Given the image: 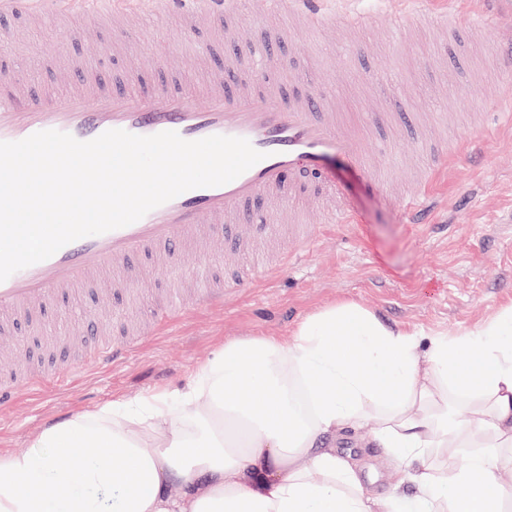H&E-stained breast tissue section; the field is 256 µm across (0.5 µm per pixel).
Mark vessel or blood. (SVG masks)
Instances as JSON below:
<instances>
[{"label":"vessel or blood","mask_w":512,"mask_h":512,"mask_svg":"<svg viewBox=\"0 0 512 512\" xmlns=\"http://www.w3.org/2000/svg\"><path fill=\"white\" fill-rule=\"evenodd\" d=\"M326 0H292L291 9L312 26L330 21L362 27L365 15H334ZM156 14L177 12L196 20L223 14L225 0H144ZM422 0H412L410 17L430 16L436 24L454 27L484 25V13L459 7L449 0L447 8L424 13ZM254 83L225 94L222 80L208 83L205 94L168 83L150 91L133 86L114 94L97 84L91 68L78 66L67 76L65 89L44 98L29 90L28 72L0 69V142H14L43 130H58L80 141H90L111 129L150 136L163 131L177 132L188 141L212 135L241 137L264 152L263 160L235 180L216 187L186 191L151 210L137 222L100 235L73 241L50 258L21 269L0 282V311L25 320L42 304L71 289L93 281L103 272L124 267L134 256L163 251L170 255L188 245L204 243L205 229L233 224L240 236H249L243 220L254 198L268 196L292 202L307 188L317 171L334 165L356 172L380 195L388 190L370 164L363 139L354 131L338 129L335 122L321 119L324 98L310 95L294 106H285L275 92L265 90L273 78L262 50L252 56ZM481 144L474 130L455 134L447 147L436 149L426 163L420 190L411 197L398 198L405 212L416 213L427 201L438 169L463 149ZM133 342L115 343L99 338L92 353L96 363L107 365L126 356ZM39 383L35 372L16 371L0 380V408L10 405L18 393Z\"/></svg>","instance_id":"b4317fda"}]
</instances>
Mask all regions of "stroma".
<instances>
[{"label":"stroma","instance_id":"1","mask_svg":"<svg viewBox=\"0 0 512 512\" xmlns=\"http://www.w3.org/2000/svg\"><path fill=\"white\" fill-rule=\"evenodd\" d=\"M460 2L485 12L481 29L405 21L403 0H335L336 10L367 14L368 27L316 35L292 18L290 0H280L272 13L255 0L252 14L232 6L200 27L177 14H145L137 38L127 42L111 11L104 10L96 18L99 40L91 44L81 36L80 13L35 24L11 12L0 15V28L16 34L0 49V65L34 70V87L45 93L62 89L60 67L72 59L93 60L98 81L115 89L126 88L127 74L136 71L198 90L223 75L229 59L237 64L238 85L250 83L252 50L263 43L277 74L270 90L289 101L330 96L342 129H364V147L383 162V177L411 195L427 158L419 148L423 134L442 139L481 113H512V99L498 93L499 85L512 84V41L506 38L512 7L491 11L485 0ZM490 49L503 59L495 76L487 68ZM485 138L481 151L459 154L434 184L422 226L412 227L397 204L353 173L332 169L328 175L356 223L328 224L319 211L306 213L317 229L313 246L292 255L268 279L238 280L242 265L265 257L246 254L228 224L215 239L216 262L189 250L163 265L142 258L135 262L134 296L113 287L107 276L18 323L14 337L0 339V346L10 347L19 337L35 352L51 338L63 363L75 352L85 360L71 383H44L0 409V456L30 449L44 427L114 399L181 389L225 342L288 335L312 312L343 301L373 310L390 328L452 335L512 305V126L491 125ZM233 279L239 285L223 307L190 312L174 331L143 321L145 310L166 301L170 289ZM75 312L92 315L116 341L129 324L143 323L145 335L127 357L102 367L86 359L90 346L71 318ZM339 449L364 462L367 495L391 491L397 483L399 475L386 466L382 449L351 439Z\"/></svg>","mask_w":512,"mask_h":512}]
</instances>
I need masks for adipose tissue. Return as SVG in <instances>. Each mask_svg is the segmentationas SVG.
<instances>
[{
    "mask_svg": "<svg viewBox=\"0 0 512 512\" xmlns=\"http://www.w3.org/2000/svg\"><path fill=\"white\" fill-rule=\"evenodd\" d=\"M365 429L404 489L367 496L337 453ZM509 448L512 306L450 336L345 302L226 343L178 395L45 427L0 456V512H505Z\"/></svg>",
    "mask_w": 512,
    "mask_h": 512,
    "instance_id": "adipose-tissue-1",
    "label": "adipose tissue"
}]
</instances>
